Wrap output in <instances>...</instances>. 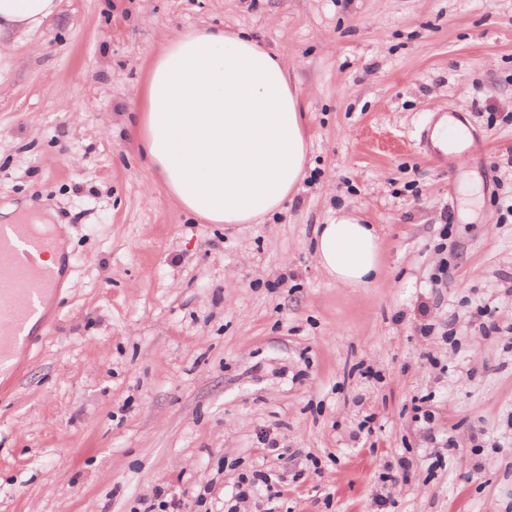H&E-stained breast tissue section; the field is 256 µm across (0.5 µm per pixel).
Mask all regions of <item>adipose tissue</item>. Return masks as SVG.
<instances>
[{
  "label": "adipose tissue",
  "mask_w": 512,
  "mask_h": 512,
  "mask_svg": "<svg viewBox=\"0 0 512 512\" xmlns=\"http://www.w3.org/2000/svg\"><path fill=\"white\" fill-rule=\"evenodd\" d=\"M60 0H0V38L37 32ZM131 136L183 210L210 224H254L283 211L305 177L308 136L284 53L218 26L176 31L158 52ZM315 257L338 284L380 271L373 227L341 210Z\"/></svg>",
  "instance_id": "adipose-tissue-1"
}]
</instances>
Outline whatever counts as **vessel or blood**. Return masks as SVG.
I'll return each mask as SVG.
<instances>
[{"instance_id": "vessel-or-blood-1", "label": "vessel or blood", "mask_w": 512, "mask_h": 512, "mask_svg": "<svg viewBox=\"0 0 512 512\" xmlns=\"http://www.w3.org/2000/svg\"><path fill=\"white\" fill-rule=\"evenodd\" d=\"M58 237L35 225H0V372H18L17 355L31 348L45 328L44 310L65 276L42 264Z\"/></svg>"}]
</instances>
